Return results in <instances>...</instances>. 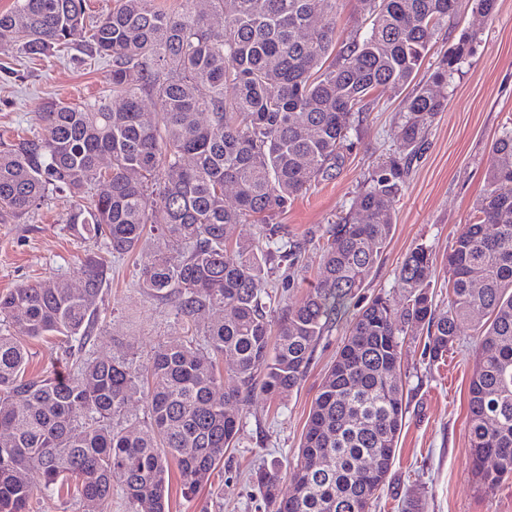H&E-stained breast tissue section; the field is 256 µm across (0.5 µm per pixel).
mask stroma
<instances>
[{"label": "stroma", "mask_w": 512, "mask_h": 512, "mask_svg": "<svg viewBox=\"0 0 512 512\" xmlns=\"http://www.w3.org/2000/svg\"><path fill=\"white\" fill-rule=\"evenodd\" d=\"M474 36L472 51L448 85L439 89L446 107L422 142L401 150L396 134L403 121L402 100L414 86H428L449 49L463 32ZM108 89V64L89 59L81 48L32 61L0 53V140L30 134L50 103L81 105ZM512 127V0H497L490 16L461 0L457 14L440 26L413 86L396 93L377 89L353 118L341 160L275 215L285 237L304 246V268L295 281L272 268L278 303L270 314L279 327L284 309L300 304L321 268L322 236L341 217L372 177L391 163L405 174L395 199L393 226L364 287L352 302L359 311L372 298L399 299L398 269L407 253L425 244L443 259L482 195L491 146L503 127ZM71 198L54 194L24 218L0 223V294L51 278L72 283L87 259L105 260V283L94 306L99 323L85 350L106 359L124 355L135 367L147 365L164 344H200L205 325L221 320L213 311L198 319L177 314L171 301L148 297L139 286L141 253L116 258L101 241L68 224ZM349 326L334 324L320 339L310 365L293 390L278 396L255 391L240 404V431L233 448L207 484L184 495L177 470L169 472V512H268L255 472L276 460L291 475L310 410L336 360ZM474 330L461 325L445 361L431 363L426 335L401 339L407 412L388 479L371 512H402L410 497L423 512H512V479L484 488L470 470L469 385L476 363ZM27 374L65 376L71 358L62 338L26 340Z\"/></svg>", "instance_id": "1"}]
</instances>
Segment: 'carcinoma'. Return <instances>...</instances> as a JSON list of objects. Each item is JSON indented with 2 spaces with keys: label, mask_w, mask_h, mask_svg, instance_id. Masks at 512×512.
Listing matches in <instances>:
<instances>
[{
  "label": "carcinoma",
  "mask_w": 512,
  "mask_h": 512,
  "mask_svg": "<svg viewBox=\"0 0 512 512\" xmlns=\"http://www.w3.org/2000/svg\"><path fill=\"white\" fill-rule=\"evenodd\" d=\"M370 26L329 59L335 23L318 16L336 0H210L224 15L217 30L185 0L168 14L155 0H116L84 25V0H15L0 14V52L39 58L73 44L109 63L112 96L81 106L52 104L40 130L0 147V223L17 221L48 194L81 199L107 189L67 219L107 252L137 250L147 225L163 246L142 254L139 285L172 299L189 318H224L204 343L160 347L141 372L124 356L76 357L67 378H28L22 337L63 336L82 345L98 324L104 263L89 259L81 279H45L0 296V512H28L41 493L73 481L83 512H107L119 486L130 512H166L170 465L194 493L224 460L239 433L238 412L256 389L293 390L326 329L348 309L389 239L398 168L378 175L323 244L319 279L285 310L275 344L267 320L273 295L267 264L298 275L299 243L279 237L273 216L341 157L353 115L379 87L401 91L414 78L458 0H359ZM465 33L433 82L443 84L470 54ZM158 105L155 121L143 106ZM444 100L422 87L404 102L400 147L415 148ZM111 161L101 167L102 157ZM236 203L224 202V188ZM258 237L228 249L237 224ZM448 278V307L436 312L435 282ZM403 305L373 298L348 336L311 409L293 474L280 495L272 462L257 481L271 512H368L391 470L406 413L401 337L426 333L434 361L457 341L458 326L478 336L469 386L472 473L488 489L512 475V129L491 147L483 196L437 269L420 243L397 273ZM233 359L231 384L216 370ZM151 381L147 419L127 404ZM43 477L32 485L27 475Z\"/></svg>",
  "instance_id": "1"
}]
</instances>
